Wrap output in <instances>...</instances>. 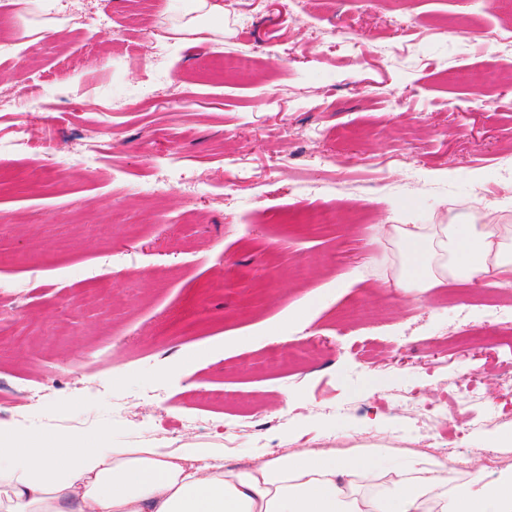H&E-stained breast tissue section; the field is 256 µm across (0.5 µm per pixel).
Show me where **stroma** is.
Wrapping results in <instances>:
<instances>
[{
  "instance_id": "stroma-1",
  "label": "stroma",
  "mask_w": 512,
  "mask_h": 512,
  "mask_svg": "<svg viewBox=\"0 0 512 512\" xmlns=\"http://www.w3.org/2000/svg\"><path fill=\"white\" fill-rule=\"evenodd\" d=\"M184 2L9 0L0 137L52 136L0 154V426L228 466L435 431L465 480L512 429V272L392 289L379 227L512 224V0H234L202 40L157 25Z\"/></svg>"
}]
</instances>
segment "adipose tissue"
<instances>
[{
  "label": "adipose tissue",
  "instance_id": "1",
  "mask_svg": "<svg viewBox=\"0 0 512 512\" xmlns=\"http://www.w3.org/2000/svg\"><path fill=\"white\" fill-rule=\"evenodd\" d=\"M409 246L394 288L429 289L512 270L511 224H394ZM376 457L325 449L273 454L246 466L198 448L86 447L70 436L0 429V512H512V470L448 483V462L418 457L379 489Z\"/></svg>",
  "mask_w": 512,
  "mask_h": 512
}]
</instances>
